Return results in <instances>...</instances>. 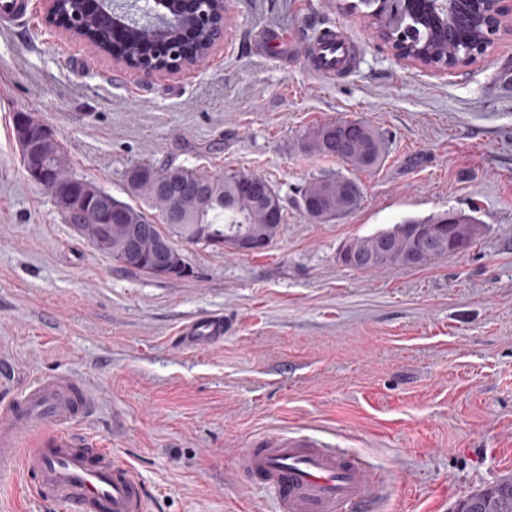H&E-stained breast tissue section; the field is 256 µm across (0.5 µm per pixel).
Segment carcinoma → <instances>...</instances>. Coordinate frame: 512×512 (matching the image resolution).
<instances>
[{
    "mask_svg": "<svg viewBox=\"0 0 512 512\" xmlns=\"http://www.w3.org/2000/svg\"><path fill=\"white\" fill-rule=\"evenodd\" d=\"M368 9L366 16L384 33L409 44L413 50L426 51L438 65L456 63L484 53L492 44L494 32L475 29L462 17L448 24V35L433 31L412 14L404 11L397 0L377 9V0H359ZM185 27L198 29V39L209 40L216 33L212 23L196 15L185 21ZM158 39L149 31L136 27L130 30L125 52L133 56L152 55ZM34 144L40 148L45 180L40 187L47 193L69 184L75 185L85 197L103 193L96 184L78 176L54 130L35 131ZM302 149L315 151L350 167L363 171L380 166L387 152L382 136L370 125L358 120L327 122L310 130ZM129 194L136 202L112 199V207L124 211L126 223L146 228L141 242L129 250L126 227L93 222L85 225L83 236L100 252L112 259L129 253L122 268L147 273L151 249L160 242L174 243L178 236L189 244L222 247L237 252L235 241L258 237L264 240L257 252L266 250L276 237L280 224L288 214V205L301 211L309 221L330 222L356 211L362 200V189L356 179L336 173L320 175L308 181L293 201L279 192L270 196L258 186L257 176L228 169L222 174H207L166 161L161 166L141 162L131 166L125 175ZM158 212L161 223L146 209ZM438 226L441 247L433 251L419 248L421 229ZM480 234L476 217L448 210L425 217H407L391 228L357 238L347 244L351 258L343 261L348 267L377 271L393 265L418 267L448 256V246L457 252L468 250ZM457 512H512V479H505L478 490L458 505Z\"/></svg>",
    "mask_w": 512,
    "mask_h": 512,
    "instance_id": "obj_1",
    "label": "carcinoma"
}]
</instances>
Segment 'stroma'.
Here are the masks:
<instances>
[{"instance_id": "1", "label": "stroma", "mask_w": 512, "mask_h": 512, "mask_svg": "<svg viewBox=\"0 0 512 512\" xmlns=\"http://www.w3.org/2000/svg\"><path fill=\"white\" fill-rule=\"evenodd\" d=\"M355 0H226L199 66L142 75L68 38L32 0L0 28V358L10 397L66 372L97 396L87 431L134 465L152 512H273L235 471L253 438L284 429L335 441L389 480L376 512H453L512 478V25L480 62L446 73L395 59ZM341 28L356 70L327 81L300 57L255 53L257 31ZM48 122L73 170L128 200L151 160L256 174L295 195L344 171L300 147L358 119L389 153L359 172L360 207L326 224L296 210L269 249L182 244L187 280L128 273L65 224L25 171L15 115ZM475 213L463 253L366 272L339 254L407 217ZM224 340L174 338L202 316Z\"/></svg>"}]
</instances>
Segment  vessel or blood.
<instances>
[{
  "mask_svg": "<svg viewBox=\"0 0 512 512\" xmlns=\"http://www.w3.org/2000/svg\"><path fill=\"white\" fill-rule=\"evenodd\" d=\"M306 51L311 70L328 80L351 71L356 61L353 43L333 26ZM223 338V317L208 316L182 330L177 341L194 348ZM96 407L85 386L64 373L39 378L0 402V471L19 468L35 479L39 500L75 512H147L135 467L81 431ZM236 468L273 494L275 512H373L387 491L359 455L298 432L253 442Z\"/></svg>",
  "mask_w": 512,
  "mask_h": 512,
  "instance_id": "b4317fda",
  "label": "vessel or blood"
}]
</instances>
